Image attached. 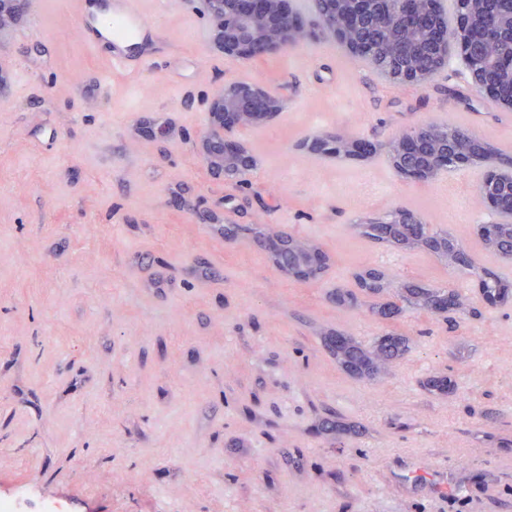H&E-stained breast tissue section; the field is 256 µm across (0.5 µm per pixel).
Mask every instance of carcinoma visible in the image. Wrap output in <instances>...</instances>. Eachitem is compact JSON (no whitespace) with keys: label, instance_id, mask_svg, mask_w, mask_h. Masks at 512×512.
Returning <instances> with one entry per match:
<instances>
[{"label":"carcinoma","instance_id":"cac0c4a2","mask_svg":"<svg viewBox=\"0 0 512 512\" xmlns=\"http://www.w3.org/2000/svg\"><path fill=\"white\" fill-rule=\"evenodd\" d=\"M415 7L429 16L430 23L421 26L410 25L404 20L388 26L378 23L375 16L395 8L393 0H377L374 11L365 9L361 13L358 12L359 0H314L312 20L308 24L300 23L297 44L304 46L312 34L311 27L324 25L326 17L334 16L336 20L343 21L358 13L360 20L356 27L334 34L340 45L351 47L352 56L365 59L382 75L391 70L430 72L436 69L441 51L442 14L438 0H417ZM454 14L456 24L465 22L469 27V35L460 51L471 59L479 82L495 87L502 94L511 93L512 63H507V60H512V0H502L500 8L491 14L485 10L482 0H464L455 4ZM433 129L440 134H448V139L427 136L421 153L404 159L407 165L429 166L445 152L450 157H464L468 164L491 157L492 147L464 129L453 125H435ZM311 151L336 159L362 158L355 148V138L340 129L317 140ZM500 216L503 220L492 223L493 230L482 235V239L493 252L502 256L512 255V222L508 220L512 215L502 212ZM355 229L382 246L426 252L462 271H474L465 245L446 233L432 231L424 221L405 224L395 217L385 221L371 219L355 225ZM224 236L233 240L247 238L259 249L264 248L270 239L268 231L244 224L224 225ZM271 260L277 269L302 282L321 278L328 268L327 255L316 251V243L306 239H297L293 246L285 249L272 250ZM354 280L356 290L338 288L330 296V301L338 307H355L360 297H380L388 288L386 273L376 268L356 273ZM479 286L486 296L502 299L508 297L512 290V286L486 270L480 275ZM441 293L440 289L405 280L401 283L400 298L408 305L439 316L445 313V310L435 308ZM325 346L340 367L359 378L374 377L382 365L400 358L406 351L405 339L393 334L378 337L369 348L350 339L342 345L327 340ZM322 428L338 437L357 432L355 425L339 417L323 420Z\"/></svg>","mask_w":512,"mask_h":512}]
</instances>
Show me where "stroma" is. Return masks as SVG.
I'll use <instances>...</instances> for the list:
<instances>
[{"mask_svg": "<svg viewBox=\"0 0 512 512\" xmlns=\"http://www.w3.org/2000/svg\"><path fill=\"white\" fill-rule=\"evenodd\" d=\"M166 2L170 38L200 60L179 82L116 76L107 96L74 97L103 63L71 39L62 0H45L40 39L11 40L28 84L0 107V499L19 512H512V299L488 302L476 278L512 284V258L478 233L497 216L476 200L512 158V109L455 55L427 88L388 89L367 63L321 54L326 32L230 60L199 41L191 8ZM252 80L287 102L238 132L256 162L243 187L210 173L203 138L213 96ZM174 112L179 141L139 132ZM422 122L496 156L418 185L383 152L306 148L324 129L385 143ZM398 208L460 240L475 273L355 231ZM229 215L315 241L327 276L297 283L248 239L226 243ZM375 266L457 290L465 313L385 320L329 301ZM330 332L366 346L397 334L408 351L362 380L337 365ZM435 375L453 395L430 390ZM330 416L360 434L323 432ZM450 482L459 494L436 501L431 487Z\"/></svg>", "mask_w": 512, "mask_h": 512, "instance_id": "obj_1", "label": "stroma"}]
</instances>
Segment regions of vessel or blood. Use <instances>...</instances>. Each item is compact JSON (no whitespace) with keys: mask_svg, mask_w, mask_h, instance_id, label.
<instances>
[{"mask_svg":"<svg viewBox=\"0 0 512 512\" xmlns=\"http://www.w3.org/2000/svg\"><path fill=\"white\" fill-rule=\"evenodd\" d=\"M75 2L85 47L106 63L104 69L86 76L83 88L100 96L109 86V75L148 72L172 77L187 63V56L171 42L161 21L147 15L144 0ZM43 7V0H27V24L20 39H39Z\"/></svg>","mask_w":512,"mask_h":512,"instance_id":"obj_1","label":"vessel or blood"}]
</instances>
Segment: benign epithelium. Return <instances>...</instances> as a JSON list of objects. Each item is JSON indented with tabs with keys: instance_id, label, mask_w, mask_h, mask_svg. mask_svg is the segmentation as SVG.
I'll return each mask as SVG.
<instances>
[{
	"instance_id": "benign-epithelium-1",
	"label": "benign epithelium",
	"mask_w": 512,
	"mask_h": 512,
	"mask_svg": "<svg viewBox=\"0 0 512 512\" xmlns=\"http://www.w3.org/2000/svg\"><path fill=\"white\" fill-rule=\"evenodd\" d=\"M214 40L224 56L238 59L264 44L268 53L295 49L296 34L288 0H204ZM24 16L23 0H0V32L13 29ZM283 107V96L261 82L230 84L212 101V125L205 135L206 161L211 171L226 177L251 169L253 157L235 138L239 128L272 119ZM431 125L407 128L399 146L401 154L411 153Z\"/></svg>"
}]
</instances>
